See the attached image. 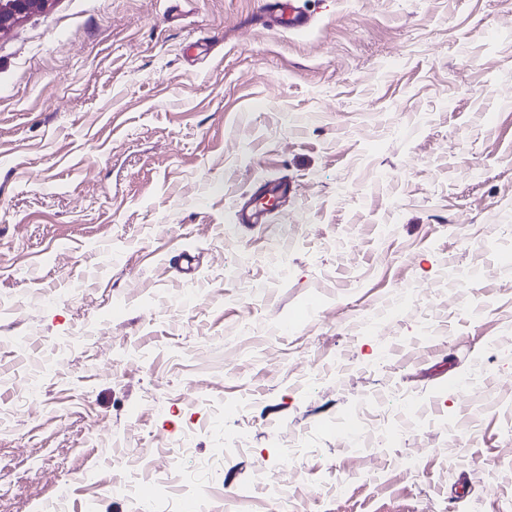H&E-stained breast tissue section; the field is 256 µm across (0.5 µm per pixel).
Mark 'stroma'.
I'll return each instance as SVG.
<instances>
[{"instance_id": "35a3bbf8", "label": "stroma", "mask_w": 512, "mask_h": 512, "mask_svg": "<svg viewBox=\"0 0 512 512\" xmlns=\"http://www.w3.org/2000/svg\"><path fill=\"white\" fill-rule=\"evenodd\" d=\"M260 4L0 35V512H512V0ZM295 0H262L260 17L265 22L277 23L288 29L303 30L312 20L295 3Z\"/></svg>"}]
</instances>
